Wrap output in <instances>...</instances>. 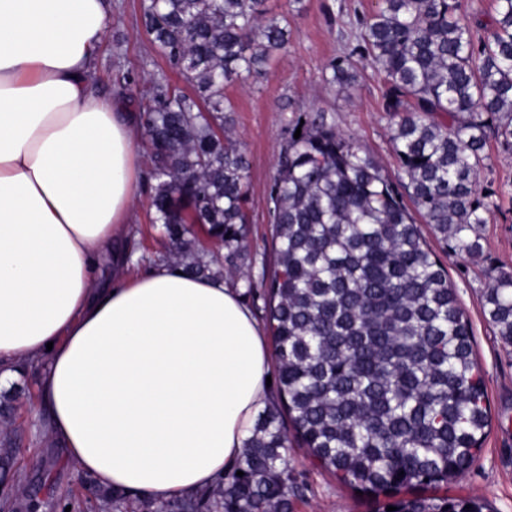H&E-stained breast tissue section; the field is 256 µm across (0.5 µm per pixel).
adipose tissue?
<instances>
[{"mask_svg": "<svg viewBox=\"0 0 512 512\" xmlns=\"http://www.w3.org/2000/svg\"><path fill=\"white\" fill-rule=\"evenodd\" d=\"M109 23L107 0H0V380L42 365L36 440L164 503L241 459L271 356L223 277L128 267L144 174L134 117L91 82Z\"/></svg>", "mask_w": 512, "mask_h": 512, "instance_id": "adipose-tissue-1", "label": "adipose tissue"}]
</instances>
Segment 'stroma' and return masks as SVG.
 I'll return each instance as SVG.
<instances>
[{"label":"stroma","instance_id":"obj_1","mask_svg":"<svg viewBox=\"0 0 512 512\" xmlns=\"http://www.w3.org/2000/svg\"><path fill=\"white\" fill-rule=\"evenodd\" d=\"M142 0H110V25L100 44L92 74L97 92L120 98L126 111H137V102L152 79L166 76L178 83L179 75L138 36ZM379 0H304L301 11L290 10L288 0H267L269 14L287 15L290 47L274 56L262 75L249 85H230L226 95L235 105L232 130L249 163L248 167V260L241 267L224 269L227 285L243 287L252 282L261 287L275 260L273 226L269 217V189L280 154L288 142V130L298 116L323 113L328 123L353 137L380 165L383 174L397 180L399 161L391 141L397 120L385 111L387 85L371 62L357 58L358 78L354 89L339 91L322 78L326 66L347 56L357 44L360 20L369 17ZM480 173L484 191L499 197V207L482 225V252L477 256L444 250L429 225L423 237L448 271L460 307L473 332L477 361L484 373L492 422L478 461L448 484L452 497L472 498L482 512H512V346L505 344L482 310V294L492 270H512V152L489 143ZM150 180H143L133 216L131 250L137 267L161 260L165 243L161 230L151 222L148 206ZM41 367L25 370L21 385L0 386V395L12 399L21 444L15 467L24 476L28 494L0 505V512H60L61 503L81 502L91 492L85 474L64 460L54 444L33 447L34 420L31 405L41 379ZM288 467L306 485L304 498L296 500L293 512H376L367 495L315 467L305 449L292 447Z\"/></svg>","mask_w":512,"mask_h":512}]
</instances>
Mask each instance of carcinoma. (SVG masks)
Returning <instances> with one entry per match:
<instances>
[{"label":"carcinoma","instance_id":"cac0c4a2","mask_svg":"<svg viewBox=\"0 0 512 512\" xmlns=\"http://www.w3.org/2000/svg\"><path fill=\"white\" fill-rule=\"evenodd\" d=\"M494 4L491 24L474 29L459 0H380L352 54L327 67L340 90L357 82L355 54L383 75L386 111L402 113L391 134L398 182L321 113L291 129L269 191L274 267L262 292L250 281L244 292L265 301L276 377L240 461L186 498L116 493L61 509L292 512L305 486L288 473L289 422L317 463L372 494L378 512H481L472 499L396 495L470 469L491 423L469 320L412 212L444 248L481 252L494 209L478 186L486 148L493 138L512 151V0ZM140 31L184 83L156 79L141 98L152 223L173 263L208 278L211 263L246 256L248 161L224 89L288 49V19L267 16L265 0H142ZM195 226L223 258H189ZM482 308L512 343L511 270L491 277ZM16 447L1 410L0 460Z\"/></svg>","mask_w":512,"mask_h":512}]
</instances>
